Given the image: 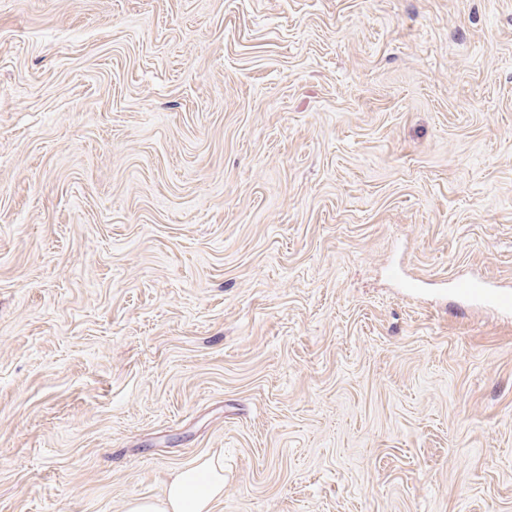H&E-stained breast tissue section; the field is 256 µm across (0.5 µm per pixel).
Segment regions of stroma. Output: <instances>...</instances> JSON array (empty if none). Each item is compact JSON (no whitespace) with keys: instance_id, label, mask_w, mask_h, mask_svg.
<instances>
[{"instance_id":"1","label":"stroma","mask_w":512,"mask_h":512,"mask_svg":"<svg viewBox=\"0 0 512 512\" xmlns=\"http://www.w3.org/2000/svg\"><path fill=\"white\" fill-rule=\"evenodd\" d=\"M512 0H0V512H512ZM452 288L455 294L481 307L507 311L511 306L510 294L495 289L488 281L477 278L457 279ZM224 497V457L206 455L169 475L159 497L134 496L126 512H212Z\"/></svg>"}]
</instances>
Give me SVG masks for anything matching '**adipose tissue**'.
<instances>
[{
    "instance_id": "obj_1",
    "label": "adipose tissue",
    "mask_w": 512,
    "mask_h": 512,
    "mask_svg": "<svg viewBox=\"0 0 512 512\" xmlns=\"http://www.w3.org/2000/svg\"><path fill=\"white\" fill-rule=\"evenodd\" d=\"M224 496V459L206 455L169 475L161 496L131 497L126 512H213Z\"/></svg>"
}]
</instances>
